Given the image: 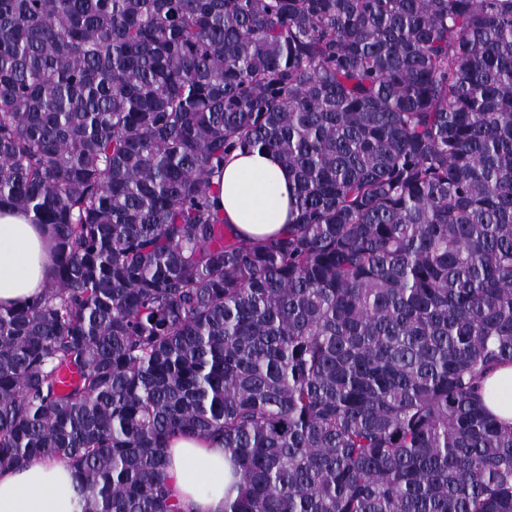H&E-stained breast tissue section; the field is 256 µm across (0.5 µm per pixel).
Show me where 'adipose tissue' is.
I'll use <instances>...</instances> for the list:
<instances>
[{
	"label": "adipose tissue",
	"mask_w": 512,
	"mask_h": 512,
	"mask_svg": "<svg viewBox=\"0 0 512 512\" xmlns=\"http://www.w3.org/2000/svg\"><path fill=\"white\" fill-rule=\"evenodd\" d=\"M215 204L225 223L243 239L287 232L293 219V180L278 158L259 151L233 152L224 164ZM52 270V239L47 225L25 210L0 208V308L31 302ZM484 403L512 425V365L484 380ZM168 473L175 496L188 512H224L237 490L224 451L200 437L170 444ZM0 512H83L70 467L61 460H36L22 468L0 469Z\"/></svg>",
	"instance_id": "obj_1"
}]
</instances>
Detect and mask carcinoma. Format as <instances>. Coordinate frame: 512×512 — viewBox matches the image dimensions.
Instances as JSON below:
<instances>
[{"mask_svg": "<svg viewBox=\"0 0 512 512\" xmlns=\"http://www.w3.org/2000/svg\"><path fill=\"white\" fill-rule=\"evenodd\" d=\"M240 148L288 233L215 210ZM2 205L55 264L0 309V469L187 512L199 436L224 512H512V0H0ZM214 182L219 184L217 210L241 238L264 239L288 231L293 180L271 153L233 152ZM483 398L494 416L512 425V365L502 366L485 378ZM168 473L175 496L191 512H224V499L237 490L224 448L200 437L173 440Z\"/></svg>", "mask_w": 512, "mask_h": 512, "instance_id": "cac0c4a2", "label": "carcinoma"}]
</instances>
